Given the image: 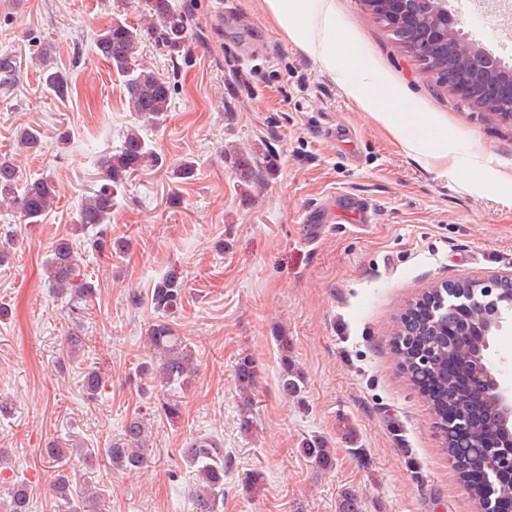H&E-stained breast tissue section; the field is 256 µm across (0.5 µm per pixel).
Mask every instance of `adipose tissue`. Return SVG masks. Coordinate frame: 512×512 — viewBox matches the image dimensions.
<instances>
[{
    "label": "adipose tissue",
    "mask_w": 512,
    "mask_h": 512,
    "mask_svg": "<svg viewBox=\"0 0 512 512\" xmlns=\"http://www.w3.org/2000/svg\"><path fill=\"white\" fill-rule=\"evenodd\" d=\"M268 9L288 35L316 55L327 67L336 65V28L328 0H265ZM377 81L370 72H363L352 85L351 96L378 119L391 125L408 147L421 144L404 113L388 110L375 98Z\"/></svg>",
    "instance_id": "adipose-tissue-1"
}]
</instances>
